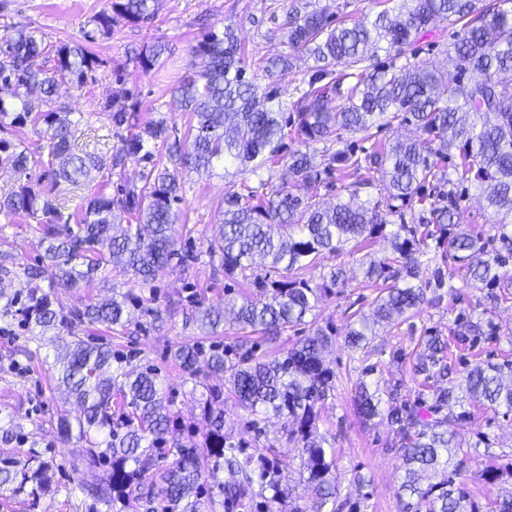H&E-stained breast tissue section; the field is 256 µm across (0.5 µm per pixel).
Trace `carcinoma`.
<instances>
[{
	"label": "carcinoma",
	"mask_w": 512,
	"mask_h": 512,
	"mask_svg": "<svg viewBox=\"0 0 512 512\" xmlns=\"http://www.w3.org/2000/svg\"><path fill=\"white\" fill-rule=\"evenodd\" d=\"M512 0H400L374 17L337 18L324 9L291 4L280 27L284 51L247 62L244 46L229 28L208 33L195 52L207 57L206 69L172 91L180 109L189 113L188 135L171 138L165 117L130 132L112 148L108 160L71 151L72 112L57 103L58 86L85 83L99 66L94 54L79 43L53 45L33 31L15 30L0 37V129L27 121L46 125L47 154H32L0 139V166L29 176L30 166L50 167L53 175L72 184L87 179L91 169L103 172L101 189L91 192L76 227L45 192L21 183L0 197V213L37 220L43 253L37 262L15 272L0 266V301L15 308L29 328L69 331L75 323L124 328L128 308L137 304L130 293L112 290L82 308H64L52 298L56 290H72L115 267L151 287L156 269L198 259L195 245L176 249L175 204L183 199L179 169L191 166L211 173L218 166L237 165L258 178L243 182L241 191L224 197L219 224L207 238L205 254L219 258L224 276L248 278L255 257L268 271L252 284L259 296H224V307L193 301L196 320L209 334L224 324L230 311L242 330L268 341L305 323L321 299L346 284L344 270L332 267L314 283L298 272L329 255H339L354 241L366 244L390 239L392 257L362 267L368 282H382L371 312L358 315L347 327L345 342L354 351L366 347L376 327L390 325L427 303L438 306L441 290L454 285L441 268L434 272L433 295L416 282L421 257L431 251L450 253L465 272L468 288H512L500 269L512 263ZM159 0H111L113 17L144 23L155 16ZM442 19L459 27L439 64L422 62L395 68L374 62L386 50L397 59L417 53L418 35ZM166 51L157 42L137 52L145 69ZM312 62L309 78L293 89L291 101L279 100L276 77L298 62ZM342 98L344 102L336 103ZM412 125L415 135L386 143L371 130L393 123ZM355 134L372 140L365 147ZM299 147L292 149L288 142ZM322 148H316V145ZM171 166L160 164L158 148ZM132 160L151 161L143 184H120L116 194L102 187L122 175ZM283 166L288 182L311 190L305 198L282 185L271 192L263 171ZM380 175L391 203L359 200L362 189ZM347 199L322 205L320 189L336 180ZM473 186L492 210L494 234L484 237L454 223L459 187ZM417 205L419 224L408 226L404 207ZM128 218L132 223L119 228ZM26 279V293L11 288L12 279ZM454 335L462 344L477 345L496 338L492 319L458 315ZM332 328L318 329L296 346L270 359L254 357L253 348L213 341L180 348L175 358L188 375L197 377L203 363L214 374L228 376L232 392L252 419L249 428L260 438V423L270 417L286 420L287 441L301 450L305 482L312 500L293 512H325L336 505L339 485L335 448L317 430L318 403L331 395L335 373L323 352L332 343ZM132 356L112 349L103 339L59 341L56 381L74 398L75 417L59 419L61 434L77 435L88 445L89 461L107 467L104 480L81 482L84 498L119 502L127 512L155 501L164 512H209L215 500L208 483L223 496L224 512H272L291 497L294 486L275 459L247 452L224 431L223 392L210 390L202 402L208 429L200 444L185 448L173 437L177 417L163 402L159 372L151 365L134 367ZM512 361L476 363L464 378L476 403L494 412L512 413ZM428 392L409 400L396 382L359 379L355 406L362 420L382 414L396 427L404 475L397 494L404 512H476L463 488L455 485L456 461L464 448H478L448 427L471 419V412L451 410L457 401L454 369L448 361V340L432 330L419 337L413 364ZM122 411L114 421L112 407ZM152 470L156 481L145 486L136 477ZM231 481H219L220 471ZM50 465L35 455L0 457V492L37 500L49 485ZM446 474L438 483L423 484L430 475Z\"/></svg>",
	"instance_id": "1"
}]
</instances>
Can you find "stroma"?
<instances>
[{
    "mask_svg": "<svg viewBox=\"0 0 512 512\" xmlns=\"http://www.w3.org/2000/svg\"><path fill=\"white\" fill-rule=\"evenodd\" d=\"M110 11V0H0V35L26 27L40 32L49 43H84L99 58L101 65L94 80L79 88L61 86L59 99L80 119L73 130L74 149L102 158L111 154L120 139L105 105L122 89L130 94L125 105L136 125L164 116L173 134L184 135L188 115L176 107L170 91L203 71L206 60L194 48L209 30L232 28L251 61L272 56L281 49L279 28L284 14L272 11L270 0H160L151 22L135 24L118 19L109 29H102L96 18ZM156 42L165 43L167 50L152 69H144L134 52ZM181 175L184 192L178 205L180 219L175 238L180 244L193 238L202 253L200 260L185 269L160 270L149 288L141 287L133 276L108 270L81 288L58 292L57 298L65 307L79 308L105 295L110 286L137 298L127 332L114 338L112 345L132 353L135 363H150L158 368L167 385L171 409L182 425L178 436L188 444L193 434L201 433L204 427L201 402L206 387L195 385L174 361L178 348L195 344L205 336L193 317L191 300L198 297L216 305L223 302L225 288L249 296L255 295L256 290L242 279L228 280L215 274L204 254L224 196L239 190L244 173L230 166L210 174L185 168ZM41 253V233L35 220H12L0 214V263L19 268L34 264ZM390 253L388 240L379 238L365 248L351 245L349 253L320 259L304 270L303 278L316 282L325 267L339 265L349 280L346 287L324 297L305 324L288 329L277 341L269 342L259 334L239 329L230 319L219 331L225 345L248 342L260 358L295 346L318 328L335 329L336 339L325 358L326 365L336 373L335 390L318 408V431L335 443L341 512H404L397 495L401 459L395 429L385 419L366 422L355 412L354 389L365 365L376 364V380L383 384L401 383L403 395L415 398L420 379L413 373L410 355L422 329L430 327L440 336L453 338L457 316L463 310L487 311L497 326V337L464 351L465 362L457 367L456 382H463L469 365L512 361V294L492 299L485 291L464 287L463 272L456 270L454 263H443L438 256L424 259L419 278L431 281L434 268L445 265L452 275L454 291L445 294L439 306H422L410 318L379 330L368 348H348L344 342L348 323L354 314L369 312L379 291L377 285L363 281L359 266L368 258L380 259ZM155 308L163 311V322H153L150 312ZM54 339L53 333L35 336L19 323L8 324L0 318V421L11 422L14 432L10 438L0 434V452H39L50 461L53 473L38 504L0 494V512H112L111 504L84 502L76 489L78 482L98 480L104 470L84 464V442L63 438L58 432L59 417L74 413L76 407L65 400L47 365L53 356ZM398 350L404 356L396 361L392 354ZM467 409L473 420L457 425V432L467 439L484 435L488 444L459 454L455 482L468 492L479 512H489L490 501L512 495V416L493 413L478 403L468 404ZM246 419V412L234 397L225 395L224 421L234 440L247 442L253 452H272L284 472L297 476L301 452L286 443L282 419H270L265 436L257 441L247 433ZM77 459L83 465L75 472L70 464ZM488 469L499 474L490 484L480 478ZM358 474L364 476V484L355 483Z\"/></svg>",
    "mask_w": 512,
    "mask_h": 512,
    "instance_id": "1",
    "label": "stroma"
}]
</instances>
